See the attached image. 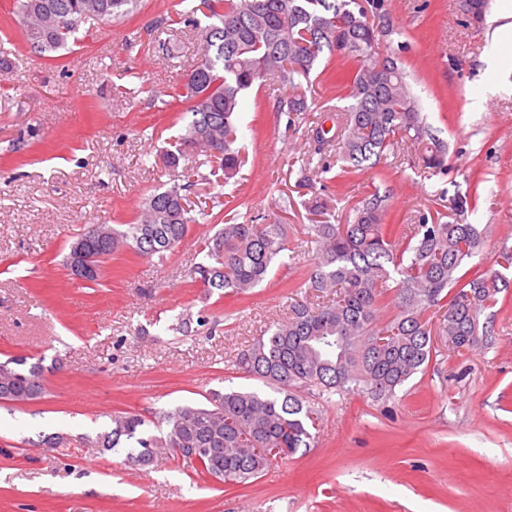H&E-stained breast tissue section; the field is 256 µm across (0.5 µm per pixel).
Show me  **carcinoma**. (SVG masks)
Masks as SVG:
<instances>
[{
    "label": "carcinoma",
    "mask_w": 512,
    "mask_h": 512,
    "mask_svg": "<svg viewBox=\"0 0 512 512\" xmlns=\"http://www.w3.org/2000/svg\"><path fill=\"white\" fill-rule=\"evenodd\" d=\"M138 0H16L25 42L40 57L55 61L78 42L80 26L130 18ZM179 19L203 46L205 63L185 83L171 87L166 105L187 104L176 150L166 163L180 164L187 151L203 149L234 178L245 165L236 148L238 114L245 95L268 77L278 84L279 111L295 121L307 111L306 92L318 68L340 73L352 103L336 113L335 130L314 129V153L342 146L339 176L373 168L387 153L423 146L427 169L445 167L444 150L420 115L406 74L389 54L387 0H181ZM200 176L187 168V182L149 195L129 224H92L80 235L97 267L124 246L160 259L186 237L190 225L211 216L192 208L182 191ZM389 194L376 188L349 205L345 223L333 224L327 201L309 206L308 235L316 256L301 286L315 305L296 297L288 320L259 337L237 358L248 377L270 391H213L207 403H190L150 420L138 413L112 419L95 446L118 449L130 466L145 467L164 452L195 465L199 475L239 482L259 477L269 449L294 454L311 447L317 410L303 404L298 389L318 396L358 390L375 401L424 371L439 355L460 354L491 333L480 316L497 304L502 273L487 278L472 263L484 245L477 224L446 221L439 212L420 215L416 224L385 223ZM202 261L189 269L210 288L243 295L257 287L275 262L295 260L281 224L224 223L200 243ZM45 392L41 367L24 357L0 362V399L26 403ZM188 448L202 452L193 459Z\"/></svg>",
    "instance_id": "cac0c4a2"
}]
</instances>
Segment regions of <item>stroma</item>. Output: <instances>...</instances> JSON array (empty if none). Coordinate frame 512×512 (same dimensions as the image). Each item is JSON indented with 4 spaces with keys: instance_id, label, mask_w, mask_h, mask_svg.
I'll return each mask as SVG.
<instances>
[{
    "instance_id": "35a3bbf8",
    "label": "stroma",
    "mask_w": 512,
    "mask_h": 512,
    "mask_svg": "<svg viewBox=\"0 0 512 512\" xmlns=\"http://www.w3.org/2000/svg\"><path fill=\"white\" fill-rule=\"evenodd\" d=\"M180 9L139 0L132 19L83 25L80 46L54 65L24 41L14 0H0V57L11 62L0 76V361L30 357L45 383L40 399L0 400V512H512V287L485 312L486 344L436 359L386 402L357 391L317 402L310 449L248 484L197 478L170 454L133 467L95 447L114 416L262 389L236 359L288 318L315 255L303 232L314 197L341 223L348 202L386 188L388 223L412 224L474 192L463 220L485 229V255L512 250V68L491 67L490 28L467 25L462 0H388L391 50L446 149L445 170L425 169L412 150L328 184L302 174L314 124L348 105V90L318 76L309 112L291 124L266 81L239 115L246 165L188 194L237 199L241 222L286 224L297 264L274 266L243 297L191 281L199 241L217 230L203 222L165 259L127 249L98 281L74 280L66 257L78 234L132 222L145 197L180 181L162 154L182 123L157 104L202 51L189 34L166 50L156 29ZM184 317L203 324L184 334ZM53 433L61 446H41Z\"/></svg>"
}]
</instances>
